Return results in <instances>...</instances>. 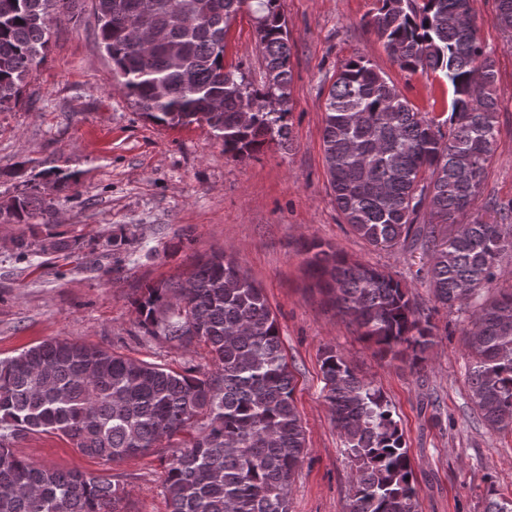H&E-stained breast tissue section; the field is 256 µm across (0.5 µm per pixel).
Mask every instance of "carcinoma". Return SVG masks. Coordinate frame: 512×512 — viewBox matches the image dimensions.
<instances>
[{
	"instance_id": "1",
	"label": "carcinoma",
	"mask_w": 512,
	"mask_h": 512,
	"mask_svg": "<svg viewBox=\"0 0 512 512\" xmlns=\"http://www.w3.org/2000/svg\"><path fill=\"white\" fill-rule=\"evenodd\" d=\"M60 0H0V112L44 60ZM94 0L103 50L136 108L158 125L204 123L224 152L250 158L285 138L293 82L279 0ZM255 14L265 75L256 85L224 71V39L242 10ZM512 37V0H496ZM471 0H376L367 26L399 66L433 72L452 87L442 121L413 108L362 58L344 63L325 102L323 149L345 223L381 249L406 238L430 208L429 268L435 301L470 312L464 341L470 399L492 431H512V289L491 293L512 257V200L495 202L436 241V224H458L483 194L496 128L495 62ZM261 106L242 119L244 105ZM450 124L448 133L441 126ZM52 205L38 193L0 202V223L21 224L18 254L74 253L77 237L52 231ZM40 217L41 224L31 220ZM307 275L360 334L415 363L435 326L407 286L338 250L303 245ZM137 326L186 350L203 343L213 368L176 372L110 348L54 337L0 360V512H131L111 478L39 465L16 449L53 434L106 464L148 452L167 464L171 512H289L305 430L280 332L261 288L237 259L215 253L183 281L144 288ZM324 399L355 468L350 512H418L416 478L391 403L328 348Z\"/></svg>"
}]
</instances>
